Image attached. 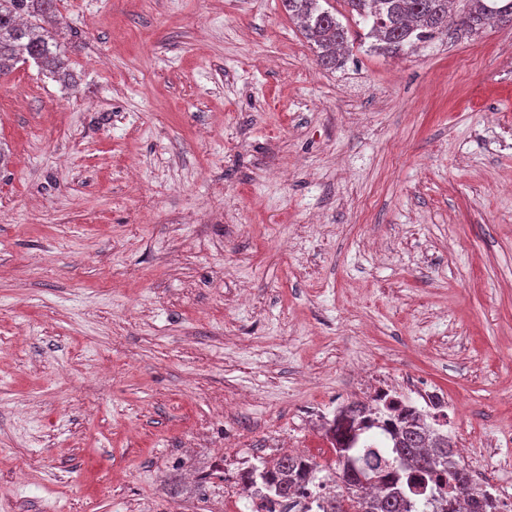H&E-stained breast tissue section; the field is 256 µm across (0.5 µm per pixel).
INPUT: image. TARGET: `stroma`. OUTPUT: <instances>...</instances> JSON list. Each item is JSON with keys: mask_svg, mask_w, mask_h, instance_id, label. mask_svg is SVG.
<instances>
[{"mask_svg": "<svg viewBox=\"0 0 512 512\" xmlns=\"http://www.w3.org/2000/svg\"><path fill=\"white\" fill-rule=\"evenodd\" d=\"M333 69L281 0H58L0 81V512H224L374 384L512 502V22Z\"/></svg>", "mask_w": 512, "mask_h": 512, "instance_id": "stroma-1", "label": "stroma"}]
</instances>
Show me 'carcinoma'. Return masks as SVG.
Segmentation results:
<instances>
[{"label":"carcinoma","instance_id":"obj_1","mask_svg":"<svg viewBox=\"0 0 512 512\" xmlns=\"http://www.w3.org/2000/svg\"><path fill=\"white\" fill-rule=\"evenodd\" d=\"M288 16L297 20L305 37L316 45L320 64L332 69L346 48L347 29L329 9L327 0H281ZM350 11L369 25L368 36L376 49L398 55L405 48L423 43L435 34L452 37L458 31L477 32L492 20H512V0H463L468 8L454 18L456 0H344ZM58 24L56 0H0V78L19 63L34 62L46 74L66 81L68 62L62 55L54 25ZM386 422L389 437L384 447L392 460L378 454L375 445L365 446V466L356 465L352 450L379 421ZM326 434L336 454L334 482L340 493L331 512H343L349 501L353 512H448V484L459 497L471 503V512H496L495 499L474 497L466 465L448 467L454 443L448 434L433 430L417 409L388 405L383 418L367 415L363 402L352 401L337 408ZM314 476L313 466L297 456L284 455L273 467H254L246 481L261 482L277 497ZM407 486L431 484L440 495L423 502L404 499L399 482Z\"/></svg>","mask_w":512,"mask_h":512}]
</instances>
